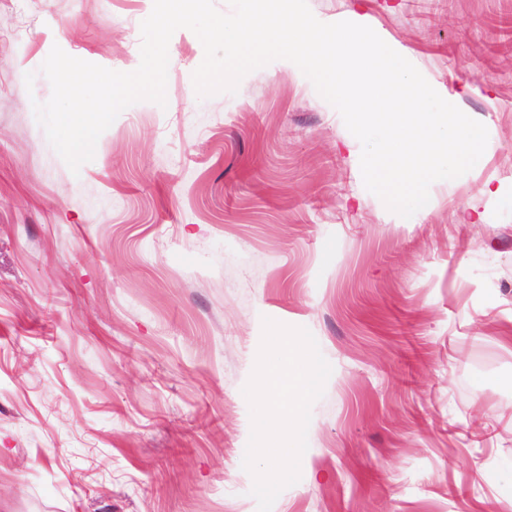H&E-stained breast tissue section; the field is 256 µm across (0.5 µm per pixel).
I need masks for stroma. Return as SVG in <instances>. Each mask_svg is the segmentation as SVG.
Listing matches in <instances>:
<instances>
[{
    "label": "stroma",
    "instance_id": "stroma-1",
    "mask_svg": "<svg viewBox=\"0 0 512 512\" xmlns=\"http://www.w3.org/2000/svg\"><path fill=\"white\" fill-rule=\"evenodd\" d=\"M363 16L488 130L390 212L299 68L123 110L72 173L35 103L53 46L140 63L153 0H0V512H258L242 389L263 318L332 373L271 512H512V0H308Z\"/></svg>",
    "mask_w": 512,
    "mask_h": 512
}]
</instances>
